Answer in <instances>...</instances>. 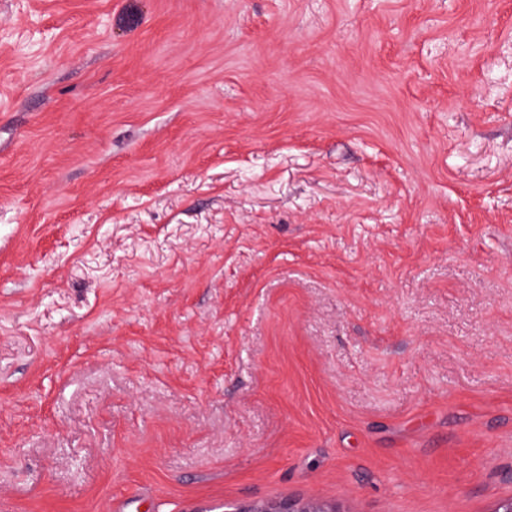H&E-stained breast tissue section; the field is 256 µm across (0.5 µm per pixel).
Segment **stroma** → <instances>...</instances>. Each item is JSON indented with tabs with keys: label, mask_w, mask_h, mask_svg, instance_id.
I'll list each match as a JSON object with an SVG mask.
<instances>
[{
	"label": "stroma",
	"mask_w": 512,
	"mask_h": 512,
	"mask_svg": "<svg viewBox=\"0 0 512 512\" xmlns=\"http://www.w3.org/2000/svg\"><path fill=\"white\" fill-rule=\"evenodd\" d=\"M512 496V0H0V512Z\"/></svg>",
	"instance_id": "stroma-1"
}]
</instances>
